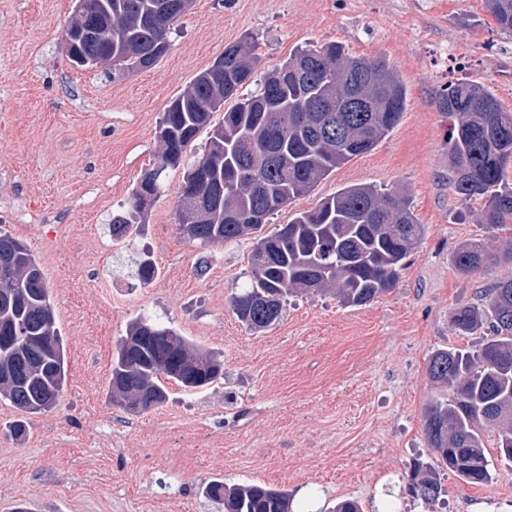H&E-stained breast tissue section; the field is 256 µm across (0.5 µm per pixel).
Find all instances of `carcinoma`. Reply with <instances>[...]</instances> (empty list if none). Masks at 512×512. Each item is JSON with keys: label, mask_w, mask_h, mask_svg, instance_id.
<instances>
[{"label": "carcinoma", "mask_w": 512, "mask_h": 512, "mask_svg": "<svg viewBox=\"0 0 512 512\" xmlns=\"http://www.w3.org/2000/svg\"><path fill=\"white\" fill-rule=\"evenodd\" d=\"M500 30L512 33V0H485ZM112 27V41L84 40L70 61L85 69L112 64V79L149 68L164 56L168 33L188 10L183 0H76ZM256 45L245 39L200 73L162 115L157 128V166L133 189L126 214L112 218V234L130 224L161 193L166 171L205 129L222 134L224 149L205 147L182 187L178 221L183 233L204 245L256 233L275 211L310 193L340 165L371 151L397 125L406 88L382 60L350 55L343 44L301 49L263 71L258 89L244 86L260 67ZM234 101L229 108L224 103ZM224 111L221 123L213 114ZM441 110L452 121L448 139L451 184L464 201L484 202L476 223H512V112L491 89L471 82L448 85ZM409 199L401 192L357 184L330 195L312 210L294 214L258 238L246 291L231 300L239 321L253 332L278 322L288 297L331 293L348 307H362L391 290L403 260L418 244ZM0 397L27 414L53 408L63 392L67 363L49 288L32 254L0 231ZM493 261L481 241L460 246L457 269L476 273ZM459 336L486 330L471 350L448 348L431 355L429 378L448 389L424 413V433L437 460L459 481L493 479L485 431L497 433L499 456L512 461V275L485 289L481 303L455 310ZM217 361L170 328L145 317L129 327L112 361V401L146 411L167 397L159 377L185 389L219 378ZM412 498L432 506L442 487L435 470L417 464L409 475ZM206 495L224 512H291L288 492L262 484L228 485L214 480Z\"/></svg>", "instance_id": "obj_1"}]
</instances>
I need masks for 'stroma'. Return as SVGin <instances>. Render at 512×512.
<instances>
[{"mask_svg": "<svg viewBox=\"0 0 512 512\" xmlns=\"http://www.w3.org/2000/svg\"><path fill=\"white\" fill-rule=\"evenodd\" d=\"M75 0H0V230L38 261L66 347L67 380L54 408L25 414L0 399V512H224L207 484H264L292 494V512H512V462L486 434L493 480L466 485L438 467L423 413L440 391L430 356L472 347L452 312L512 273L498 259L467 275L454 264L469 240L500 252L512 224L476 223L480 202L449 184L448 84L490 88L512 112V34L484 0H194L172 26L160 61L124 79L71 65L62 35ZM251 38L263 68L300 48L343 43L386 61L407 90L406 110L370 153L340 166L307 196L276 211L270 233L295 212L355 184L403 189L422 226L392 290L363 307L335 296L289 298L255 333L231 299L249 281L254 235L219 245L186 239L177 219L185 172L206 135L167 171L163 192L123 237L127 210L153 168L157 126L172 100ZM158 267L141 283L143 255ZM144 316L221 361L224 376L188 390L166 381L163 404L133 414L113 404L112 358ZM24 424L15 435L16 424ZM438 468L442 501L407 491L414 463Z\"/></svg>", "mask_w": 512, "mask_h": 512, "instance_id": "stroma-1", "label": "stroma"}]
</instances>
